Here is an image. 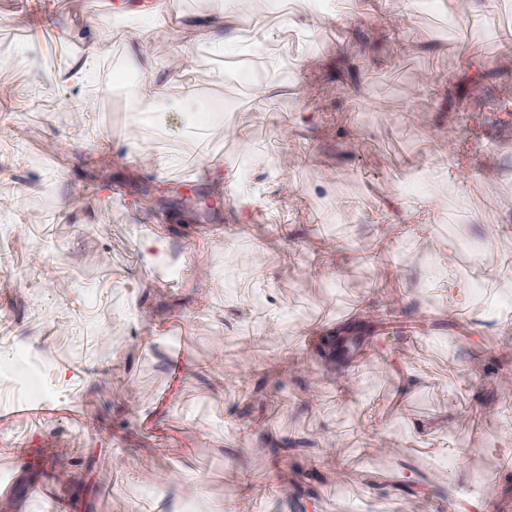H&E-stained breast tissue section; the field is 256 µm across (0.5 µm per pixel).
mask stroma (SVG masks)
I'll return each instance as SVG.
<instances>
[{
	"mask_svg": "<svg viewBox=\"0 0 512 512\" xmlns=\"http://www.w3.org/2000/svg\"><path fill=\"white\" fill-rule=\"evenodd\" d=\"M314 2L235 0L225 35L258 19L275 29L267 49L234 60L189 37L206 111L169 99L112 160L97 141L133 123L129 93L94 112L81 103L139 16L121 0H52L32 27L21 0H0V87L13 91L0 99V199L12 203L0 225L14 228L0 235V370L25 348L71 374L41 420L14 415L22 399L0 380V473L18 480L0 512H448L469 495L512 512V329L493 308L512 300V43L500 38L512 0ZM201 6L164 0L149 43L159 68L170 21ZM282 11L313 19L318 52L278 29ZM453 13L478 41L437 38ZM64 29L95 42L103 66L53 90ZM227 69L236 78L215 79ZM241 136L247 175L192 219L179 181L216 194L198 143L237 159ZM148 145L181 163H141ZM155 192L175 201L157 217L144 202ZM159 222L168 245L145 255L143 228ZM446 241L468 247L444 254ZM162 257L178 281L157 275ZM443 264L459 287L483 279L467 309L420 298ZM360 321L362 356L331 371L319 336Z\"/></svg>",
	"mask_w": 512,
	"mask_h": 512,
	"instance_id": "1",
	"label": "stroma"
}]
</instances>
